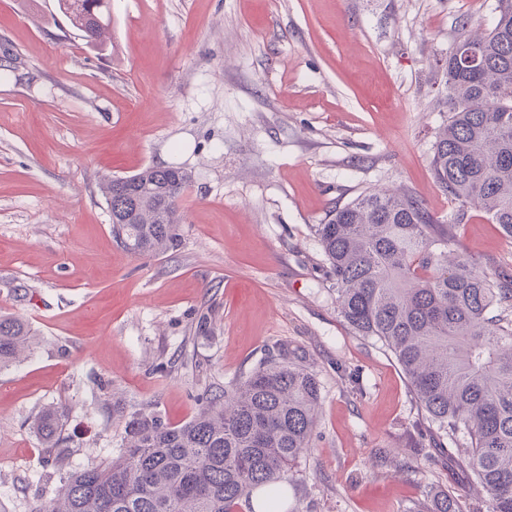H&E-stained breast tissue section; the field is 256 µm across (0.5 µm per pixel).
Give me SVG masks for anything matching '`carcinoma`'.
Instances as JSON below:
<instances>
[{
    "instance_id": "obj_1",
    "label": "carcinoma",
    "mask_w": 512,
    "mask_h": 512,
    "mask_svg": "<svg viewBox=\"0 0 512 512\" xmlns=\"http://www.w3.org/2000/svg\"><path fill=\"white\" fill-rule=\"evenodd\" d=\"M86 44L109 40L108 0H57ZM483 66L448 55V124L431 167L443 191L484 212L512 239V0L484 35L466 38ZM191 183L181 168L148 166L132 182L107 178L100 191L112 234L130 252L173 248ZM338 313L357 336L394 356L424 411L409 448L454 446L458 464L486 494L487 512H512V280L454 253L448 225L410 191H369L314 225ZM35 336L19 316L0 314V369L20 362ZM199 412L171 426L134 412L122 452L61 478L55 496L33 512H240L254 491L279 512L282 484L311 442L320 408L315 375L280 353L242 382L201 398ZM66 411L34 421L45 459L65 453ZM430 512H462L450 494Z\"/></svg>"
}]
</instances>
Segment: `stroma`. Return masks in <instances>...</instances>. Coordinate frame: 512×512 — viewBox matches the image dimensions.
<instances>
[{
  "label": "stroma",
  "instance_id": "35a3bbf8",
  "mask_svg": "<svg viewBox=\"0 0 512 512\" xmlns=\"http://www.w3.org/2000/svg\"><path fill=\"white\" fill-rule=\"evenodd\" d=\"M496 6L110 0L101 51L65 33L56 0H0V44L25 61L0 69V311L37 338L0 370V512H32L61 476L117 456L126 414L188 421L282 347L321 402L283 512H427L447 493L486 512L447 449L406 450L421 411L395 358L339 316L314 227L365 191L409 190L512 277V239L430 166L448 54ZM152 165L193 182L178 246L143 257L113 239L100 183ZM56 406L59 465L33 427Z\"/></svg>",
  "mask_w": 512,
  "mask_h": 512
}]
</instances>
